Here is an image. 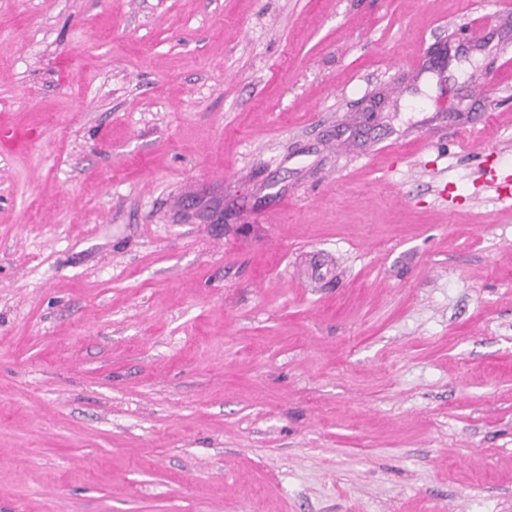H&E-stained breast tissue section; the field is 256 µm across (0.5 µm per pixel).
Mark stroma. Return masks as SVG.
<instances>
[{
	"instance_id": "obj_1",
	"label": "stroma",
	"mask_w": 512,
	"mask_h": 512,
	"mask_svg": "<svg viewBox=\"0 0 512 512\" xmlns=\"http://www.w3.org/2000/svg\"><path fill=\"white\" fill-rule=\"evenodd\" d=\"M0 512H512V0H0Z\"/></svg>"
}]
</instances>
